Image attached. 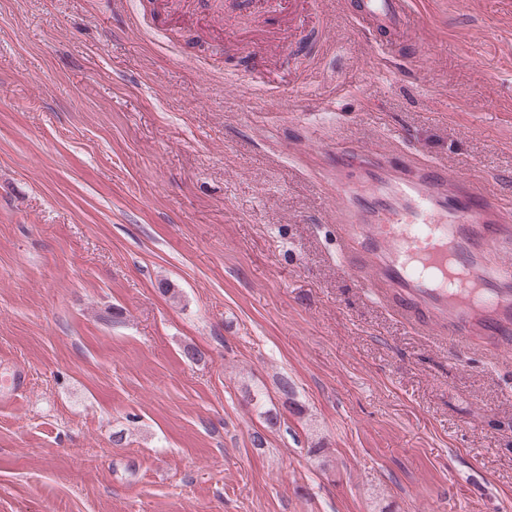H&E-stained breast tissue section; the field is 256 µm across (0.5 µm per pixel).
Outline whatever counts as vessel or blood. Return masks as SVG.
I'll return each instance as SVG.
<instances>
[{"instance_id": "1", "label": "vessel or blood", "mask_w": 512, "mask_h": 512, "mask_svg": "<svg viewBox=\"0 0 512 512\" xmlns=\"http://www.w3.org/2000/svg\"><path fill=\"white\" fill-rule=\"evenodd\" d=\"M373 32L409 33L414 0H352ZM336 191L348 203L336 227L350 269L368 275L453 345L512 346V206L470 180L424 164L409 170L357 150L336 153Z\"/></svg>"}]
</instances>
